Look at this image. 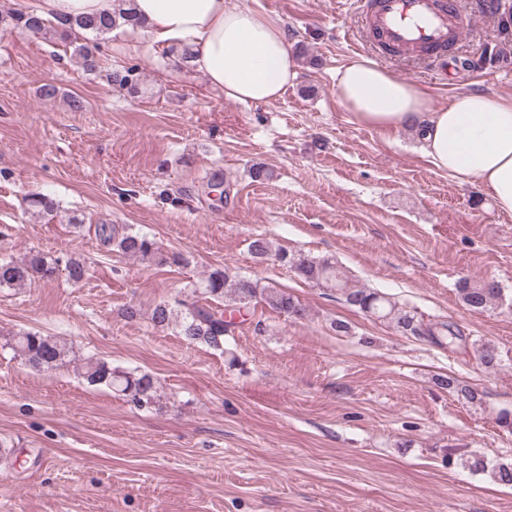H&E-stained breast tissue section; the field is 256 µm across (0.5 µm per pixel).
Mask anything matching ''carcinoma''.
<instances>
[{
	"mask_svg": "<svg viewBox=\"0 0 512 512\" xmlns=\"http://www.w3.org/2000/svg\"><path fill=\"white\" fill-rule=\"evenodd\" d=\"M133 0H117L116 11L110 16H80L46 20L34 12L18 8L0 10V30H21L43 38L59 37L79 39V34L95 36L112 32L124 26L139 24L132 8ZM79 64L88 74L100 69L98 45L80 44L76 46ZM111 82L131 94L138 92V78L134 71L110 75ZM29 208L41 214L53 212L51 200L40 193H31L27 197ZM104 241L119 252L134 257L148 265L182 263L180 255H165L157 243L149 237L125 231L116 236L112 228L101 227ZM252 253L258 258L271 254L289 266L299 277L324 288H333L343 294L348 305L359 309L368 316L386 320L403 332L412 336H444L448 343H464L466 337L450 323L442 322L437 326L423 324L415 311L408 310L390 300L389 297L365 288H352L346 273L339 267L326 261L316 260L307 255H290L286 251L272 252L269 242L257 238L251 243ZM59 271V259L42 252H33L20 261L0 260V288L23 286L35 281H49ZM464 304L469 310L481 313L501 298L502 290L494 281H482L474 285L465 282L461 285ZM255 302L283 313L293 319L305 316V309L287 291L274 286L263 285L257 279L232 277L226 270L214 268L195 286L192 296L175 301V306L167 303L157 304L151 315L156 327H165L172 323L178 325L180 333L191 344H203L216 350H224L226 336L235 328V322L228 314L244 312ZM14 350L17 355L36 371L54 370L66 362L70 349L66 343L53 336H45L39 331H28L14 337ZM481 364L493 367L499 362V353L495 344L486 341L476 348ZM83 378L93 386L103 385L121 393L139 407L154 403L156 381L149 373L136 374L121 370L108 362L88 358L84 362ZM493 482L512 485V465L500 464L489 471Z\"/></svg>",
	"mask_w": 512,
	"mask_h": 512,
	"instance_id": "carcinoma-1",
	"label": "carcinoma"
}]
</instances>
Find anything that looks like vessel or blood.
<instances>
[{"mask_svg": "<svg viewBox=\"0 0 512 512\" xmlns=\"http://www.w3.org/2000/svg\"><path fill=\"white\" fill-rule=\"evenodd\" d=\"M354 9L379 44L402 52L424 50L434 59L445 57L469 23L457 0H354Z\"/></svg>", "mask_w": 512, "mask_h": 512, "instance_id": "obj_1", "label": "vessel or blood"}]
</instances>
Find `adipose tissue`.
<instances>
[{
    "label": "adipose tissue",
    "instance_id": "obj_1",
    "mask_svg": "<svg viewBox=\"0 0 512 512\" xmlns=\"http://www.w3.org/2000/svg\"><path fill=\"white\" fill-rule=\"evenodd\" d=\"M28 7V0H18ZM116 0H37L46 19L109 15ZM139 32L150 44L189 51L190 63L225 97L277 100L298 76V60L280 22L236 0H135ZM336 94L355 120L381 130L414 127L439 170L475 181L497 210L512 215V98L470 93L432 107L426 91L373 59H351L336 73Z\"/></svg>",
    "mask_w": 512,
    "mask_h": 512
}]
</instances>
